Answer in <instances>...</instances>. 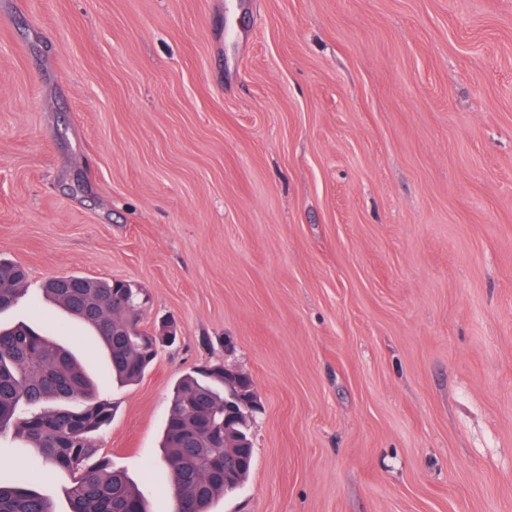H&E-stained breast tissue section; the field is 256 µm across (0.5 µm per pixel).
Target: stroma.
I'll return each instance as SVG.
<instances>
[{
    "label": "stroma",
    "instance_id": "1",
    "mask_svg": "<svg viewBox=\"0 0 512 512\" xmlns=\"http://www.w3.org/2000/svg\"><path fill=\"white\" fill-rule=\"evenodd\" d=\"M0 313L56 334L95 438L174 512L160 438L199 366L251 374L214 512H512V0H0ZM143 288L134 385L42 301ZM27 273L12 261L0 257V312L10 308L25 293Z\"/></svg>",
    "mask_w": 512,
    "mask_h": 512
}]
</instances>
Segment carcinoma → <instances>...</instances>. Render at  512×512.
I'll return each mask as SVG.
<instances>
[{"label":"carcinoma","mask_w":512,"mask_h":512,"mask_svg":"<svg viewBox=\"0 0 512 512\" xmlns=\"http://www.w3.org/2000/svg\"><path fill=\"white\" fill-rule=\"evenodd\" d=\"M25 269L0 257V311L25 293ZM74 281L78 288H62ZM44 296L92 328L107 350L112 379L139 381L157 353L132 336H145L142 315L131 314L112 282L70 274L51 279ZM223 365L185 374L174 386L161 447L172 474L175 512H211L213 501L235 491L251 468L224 482ZM112 402L94 385L72 352L26 326L0 328V432L10 429L30 462L0 473V512H56L37 484L58 470L78 477L67 491L69 512H147L144 498L122 471L96 455L92 435L112 420Z\"/></svg>","instance_id":"obj_1"}]
</instances>
